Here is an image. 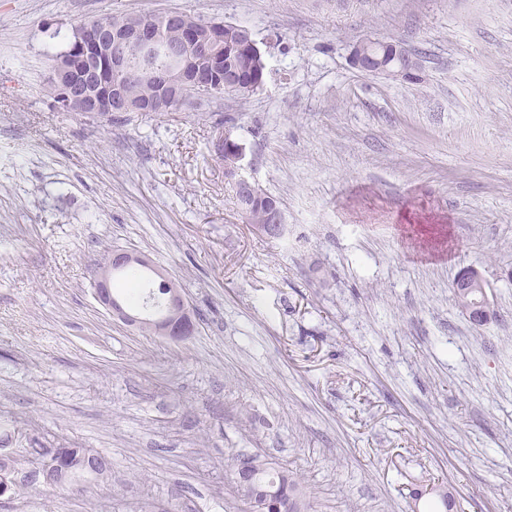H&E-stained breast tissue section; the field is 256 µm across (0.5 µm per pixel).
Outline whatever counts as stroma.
Listing matches in <instances>:
<instances>
[{
    "label": "stroma",
    "instance_id": "stroma-1",
    "mask_svg": "<svg viewBox=\"0 0 512 512\" xmlns=\"http://www.w3.org/2000/svg\"><path fill=\"white\" fill-rule=\"evenodd\" d=\"M173 11L248 27L263 89L55 108L75 26ZM365 38L415 68L359 70ZM227 137L282 236L242 219ZM119 249L176 282L190 338L99 303ZM470 269L480 324L455 295ZM0 448L21 475L36 448L109 463L16 483L0 512H243L242 452L305 512H512V0H0ZM457 288V296L458 297H464L465 295L469 294L471 290H474L475 288H482V290L485 292L486 284L482 277L479 275V273L475 270H472L471 272H465L457 281L456 284ZM488 299L487 292L483 294L482 292H476L472 293L469 296V300L471 303L473 302H479L481 304L484 303V301Z\"/></svg>",
    "mask_w": 512,
    "mask_h": 512
}]
</instances>
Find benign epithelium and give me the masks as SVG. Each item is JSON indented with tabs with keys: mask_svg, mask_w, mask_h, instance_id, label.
Masks as SVG:
<instances>
[{
	"mask_svg": "<svg viewBox=\"0 0 512 512\" xmlns=\"http://www.w3.org/2000/svg\"><path fill=\"white\" fill-rule=\"evenodd\" d=\"M163 22L173 24L184 32V44H203L211 53L214 61L221 59L224 51V23L212 22L201 25L192 15L185 12H169L161 15ZM161 30L149 23H141L123 31H114L112 26L103 22L80 25L73 32L72 52L76 56L66 55L54 68V79L63 90V104L72 112L112 113V112H165L185 104L192 96L206 97L224 95V84L206 81L200 71L188 76L183 69L182 48L168 50L171 65L167 68L144 67L139 73L148 80L162 86L175 85V94L166 101L154 106L141 107L131 103L123 94L124 77L132 70L129 50L137 49L144 53L154 51L162 45ZM378 41L362 39L351 49L350 59L361 63V68L369 72H384L398 76L410 69L412 58L396 44L391 51L378 55L375 45ZM139 264L153 271L154 276L169 282L166 274L156 267L146 256L129 251H115L101 264L95 281V296L112 316L127 323L135 324L142 318L127 311L122 300L112 294V274L132 265ZM457 296L463 297L475 288H486V284L475 270L464 273L457 281ZM194 324L189 316L185 300L179 289L175 288L168 296L167 315L157 319V335L178 341L193 335ZM62 468L58 454L41 456L40 463L33 468L35 478L48 483V475ZM239 485L250 489L254 496H265L268 491L256 481L255 473L248 456L241 458L236 471Z\"/></svg>",
	"mask_w": 512,
	"mask_h": 512,
	"instance_id": "1",
	"label": "benign epithelium"
}]
</instances>
